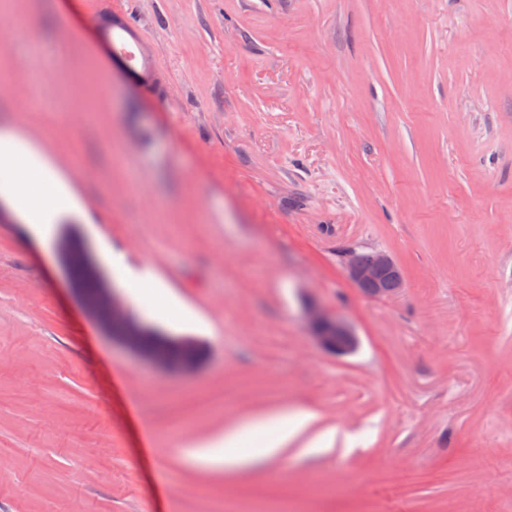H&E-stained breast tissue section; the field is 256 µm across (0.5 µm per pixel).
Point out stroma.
Masks as SVG:
<instances>
[{"label": "stroma", "mask_w": 512, "mask_h": 512, "mask_svg": "<svg viewBox=\"0 0 512 512\" xmlns=\"http://www.w3.org/2000/svg\"><path fill=\"white\" fill-rule=\"evenodd\" d=\"M0 89L94 215L0 212V512H512V0H0ZM71 237L177 297L141 319L195 373L83 308ZM286 407L316 419L274 459L184 455ZM345 270L356 288L374 298L389 297L404 286L399 266L385 253H371L365 262L351 258L346 262ZM309 322L317 343L336 355H349L358 348V336L342 319L313 310ZM152 333L146 330L142 325L139 327L131 328L127 331L126 336H123L121 342L130 348L131 350L138 353V350L146 353L150 358H146L149 362H151L154 366L169 371H177L182 373H191L195 372L198 369V366L195 362L184 359V360H175L170 358L168 355L159 354L155 352H146L142 348V339L143 336L151 335ZM138 349V350H137Z\"/></svg>", "instance_id": "1"}]
</instances>
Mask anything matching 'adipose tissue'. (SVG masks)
<instances>
[{
	"instance_id": "adipose-tissue-1",
	"label": "adipose tissue",
	"mask_w": 512,
	"mask_h": 512,
	"mask_svg": "<svg viewBox=\"0 0 512 512\" xmlns=\"http://www.w3.org/2000/svg\"><path fill=\"white\" fill-rule=\"evenodd\" d=\"M0 198L22 223L36 227L55 223L80 208L68 175L43 148L8 123L0 125ZM111 265L128 292L131 316L139 315L145 298L168 300V292L152 273L129 275L122 254H113ZM314 417V412L298 409L250 421L230 428L205 447L186 449L185 454L192 462L217 468L243 466L273 456ZM238 445L243 453L226 455V448Z\"/></svg>"
}]
</instances>
